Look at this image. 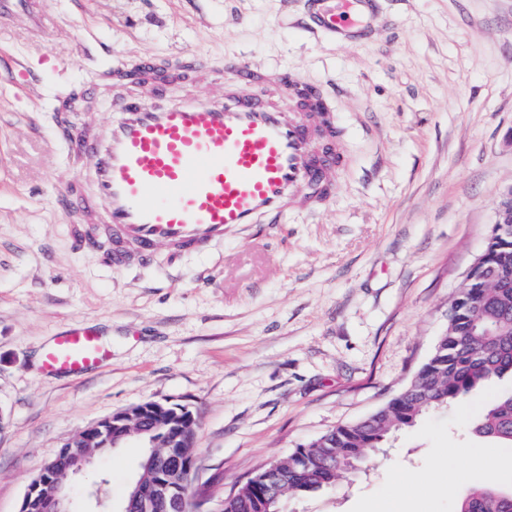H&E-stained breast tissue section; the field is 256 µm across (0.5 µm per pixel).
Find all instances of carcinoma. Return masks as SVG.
<instances>
[{
	"label": "carcinoma",
	"instance_id": "obj_1",
	"mask_svg": "<svg viewBox=\"0 0 512 512\" xmlns=\"http://www.w3.org/2000/svg\"><path fill=\"white\" fill-rule=\"evenodd\" d=\"M482 267L501 276L490 287L479 273L466 276L450 304L448 327L409 385L369 418L340 425L271 461L284 474L279 497L330 487L390 435L447 408L473 390L512 375V238L491 233ZM475 436L512 445V392L500 395L473 423ZM260 489L247 482L223 512H261ZM455 512H512L502 489L478 485L460 496Z\"/></svg>",
	"mask_w": 512,
	"mask_h": 512
}]
</instances>
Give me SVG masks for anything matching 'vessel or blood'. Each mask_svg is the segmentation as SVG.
<instances>
[{
  "label": "vessel or blood",
  "mask_w": 512,
  "mask_h": 512,
  "mask_svg": "<svg viewBox=\"0 0 512 512\" xmlns=\"http://www.w3.org/2000/svg\"><path fill=\"white\" fill-rule=\"evenodd\" d=\"M40 0H0V25L25 15L37 35L50 19ZM373 0H344L315 18L326 34L355 33ZM234 91L224 102L151 104L133 93L112 98L115 117L105 130L82 124L66 135L73 157L94 158L92 183L71 182L63 197L77 246L98 250L103 263L122 270L151 263L157 246L177 258L207 250L257 224L283 223L288 211L328 201L345 158L332 109L318 86L272 69L258 71L238 57L227 58ZM213 69L187 54L179 69L160 71L154 59L133 66L114 64L116 80L151 83L196 81ZM104 202L96 214L95 202ZM90 328L57 335L45 349L48 373L78 376L107 356Z\"/></svg>",
  "instance_id": "vessel-or-blood-1"
}]
</instances>
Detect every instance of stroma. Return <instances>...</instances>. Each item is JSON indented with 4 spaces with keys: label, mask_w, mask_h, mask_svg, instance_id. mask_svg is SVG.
<instances>
[{
    "label": "stroma",
    "mask_w": 512,
    "mask_h": 512,
    "mask_svg": "<svg viewBox=\"0 0 512 512\" xmlns=\"http://www.w3.org/2000/svg\"><path fill=\"white\" fill-rule=\"evenodd\" d=\"M313 0H42L46 40L0 29V512L63 443L112 411L155 400L198 428L194 484L219 503L259 466L367 418L409 383L448 326L512 185V0H375L357 38L311 28ZM223 70L243 55L323 87L348 159L335 197L290 211L266 235L225 238L113 270L73 244L58 205L92 159L71 163L61 97L105 128L112 91L84 87L110 64L187 53ZM98 331L109 358L83 376L42 367L56 335ZM512 378L495 379L398 432L335 488L286 497L283 512H367L401 477L460 481L419 512H454L476 481L512 485V448L470 425ZM489 459L482 478L466 449ZM144 450L135 440L70 478L71 512L107 478L118 512Z\"/></svg>",
    "instance_id": "35a3bbf8"
}]
</instances>
